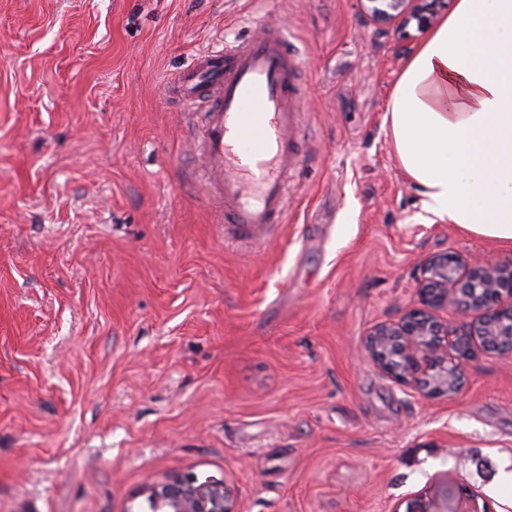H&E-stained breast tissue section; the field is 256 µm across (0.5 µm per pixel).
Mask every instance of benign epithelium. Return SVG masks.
Segmentation results:
<instances>
[{
  "instance_id": "obj_1",
  "label": "benign epithelium",
  "mask_w": 512,
  "mask_h": 512,
  "mask_svg": "<svg viewBox=\"0 0 512 512\" xmlns=\"http://www.w3.org/2000/svg\"><path fill=\"white\" fill-rule=\"evenodd\" d=\"M442 0H364L378 25L434 22ZM416 302L399 318L376 323L365 338V353L394 383L425 398H450L461 388L463 362L473 345L511 355L512 260L430 254L419 264ZM451 312L463 327L440 317ZM145 512H239L225 479L181 474L145 492Z\"/></svg>"
}]
</instances>
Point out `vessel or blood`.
Returning a JSON list of instances; mask_svg holds the SVG:
<instances>
[{
	"instance_id": "obj_1",
	"label": "vessel or blood",
	"mask_w": 512,
	"mask_h": 512,
	"mask_svg": "<svg viewBox=\"0 0 512 512\" xmlns=\"http://www.w3.org/2000/svg\"><path fill=\"white\" fill-rule=\"evenodd\" d=\"M302 68L288 32L265 23L229 49L200 53L164 87L184 109L203 110L200 187L217 201L219 223L249 242L282 223L301 172Z\"/></svg>"
}]
</instances>
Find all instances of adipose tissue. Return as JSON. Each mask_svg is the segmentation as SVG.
Here are the masks:
<instances>
[{
    "label": "adipose tissue",
    "mask_w": 512,
    "mask_h": 512,
    "mask_svg": "<svg viewBox=\"0 0 512 512\" xmlns=\"http://www.w3.org/2000/svg\"><path fill=\"white\" fill-rule=\"evenodd\" d=\"M386 120L424 209L512 246V0H455L408 57Z\"/></svg>",
    "instance_id": "obj_1"
}]
</instances>
